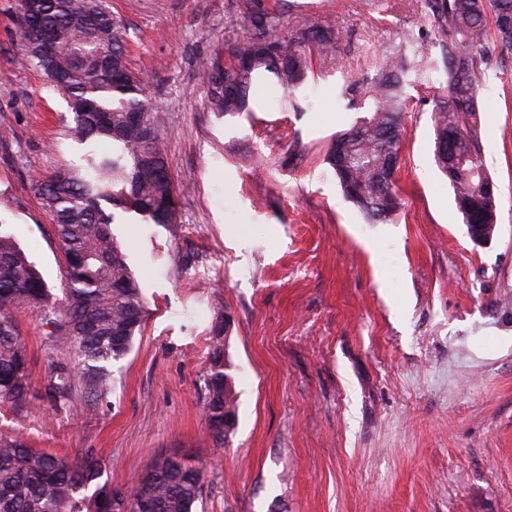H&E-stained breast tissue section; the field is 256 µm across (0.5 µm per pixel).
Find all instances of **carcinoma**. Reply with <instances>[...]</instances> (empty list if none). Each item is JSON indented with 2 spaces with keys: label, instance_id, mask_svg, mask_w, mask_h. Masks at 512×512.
I'll use <instances>...</instances> for the list:
<instances>
[{
  "label": "carcinoma",
  "instance_id": "carcinoma-1",
  "mask_svg": "<svg viewBox=\"0 0 512 512\" xmlns=\"http://www.w3.org/2000/svg\"><path fill=\"white\" fill-rule=\"evenodd\" d=\"M437 29L448 94L434 108L435 130L448 131V158L435 157L448 175L455 203H468L470 220L497 218L498 194L480 186L486 172L479 132L478 90L489 60L512 50V0H427ZM254 28L251 37L229 47L227 69L202 64L200 81L214 112L247 110L256 80L272 75L282 87L303 83L314 55H335L340 37L313 27L288 40L267 32V12L258 0H245ZM492 17L489 32L486 17ZM52 53H42L40 38L20 34L23 63L43 72L71 109L73 138L86 145L80 167H63L34 183L44 202L64 258L65 300L50 302V289L14 236L0 231V405H18L31 387L28 357L13 312L42 314L46 346L63 356L54 361L45 385L55 404L71 401L84 387L97 396L112 384V362L126 356L141 332L147 306L111 224L114 209L148 224H176V191L168 174L165 138L155 107L139 77L128 67L120 23L107 13L105 0H67L45 17ZM277 50L281 64L267 59ZM408 48L388 56L370 79L347 86L349 105L366 113L336 141L350 140L362 159L343 169L331 147L327 161L345 197L373 222H386L398 209L378 203L394 196V177H380L385 155L398 171L403 120L407 110L404 76L411 64ZM112 149L98 153L95 142ZM212 365L204 379L206 417L223 439L236 422V397L224 370L223 336L213 337ZM93 454L70 459L32 448L21 438H0V512H194L202 494L203 471L169 458L147 468L131 488L119 489L104 478Z\"/></svg>",
  "mask_w": 512,
  "mask_h": 512
}]
</instances>
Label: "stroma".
Instances as JSON below:
<instances>
[{
    "instance_id": "35a3bbf8",
    "label": "stroma",
    "mask_w": 512,
    "mask_h": 512,
    "mask_svg": "<svg viewBox=\"0 0 512 512\" xmlns=\"http://www.w3.org/2000/svg\"><path fill=\"white\" fill-rule=\"evenodd\" d=\"M13 0H0V222L64 297L62 251L33 185L85 149L64 97L22 65ZM269 33L318 26L339 55L302 86L260 80L250 109L212 111L201 62L251 36L243 0H109L128 65L159 111L176 225H113L148 307L103 397L44 395L46 327L16 314L31 392L0 406V434L102 460L132 486L156 460L204 472L196 512H512V53L478 93L497 229L467 234L434 159V104L447 83L424 0H263ZM413 35L396 191L368 223L326 161L359 120L342 96ZM224 336L236 426L216 439L204 412L210 338Z\"/></svg>"
}]
</instances>
